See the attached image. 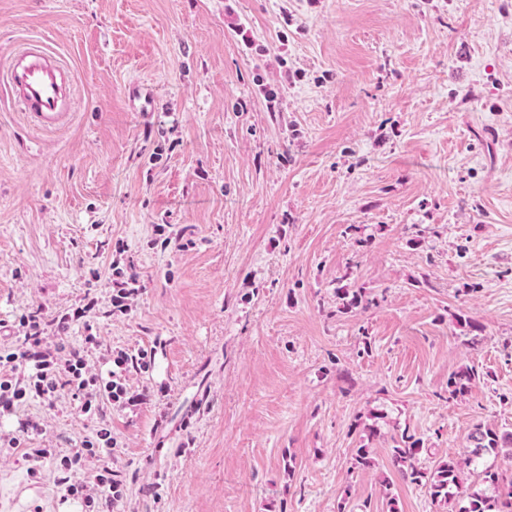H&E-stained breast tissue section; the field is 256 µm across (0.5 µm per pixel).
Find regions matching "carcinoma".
<instances>
[{
    "mask_svg": "<svg viewBox=\"0 0 512 512\" xmlns=\"http://www.w3.org/2000/svg\"><path fill=\"white\" fill-rule=\"evenodd\" d=\"M336 298L340 301L341 309L348 310L361 303V293L351 292L346 288L336 289ZM475 378V371L461 367L448 378L452 394L468 393ZM472 448L461 458L450 457L438 463L432 471L419 466L422 452L421 441L408 435L392 448V463L395 468L411 482L427 486L433 500L451 503L459 499L462 505L458 512H499L498 500L488 497L479 490L463 485L462 472L466 468L481 469L483 481L498 488L503 482L499 472L490 466H483L484 457L490 453L505 454L512 458V432H497L491 428L478 425L468 435Z\"/></svg>",
    "mask_w": 512,
    "mask_h": 512,
    "instance_id": "1",
    "label": "carcinoma"
}]
</instances>
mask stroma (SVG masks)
<instances>
[{"mask_svg": "<svg viewBox=\"0 0 512 512\" xmlns=\"http://www.w3.org/2000/svg\"><path fill=\"white\" fill-rule=\"evenodd\" d=\"M31 39L73 99L44 131L0 83V346L90 295L71 343L151 355L107 413L114 512H386L385 479L450 512L391 450L512 431V0H0V70ZM27 420L95 429L67 394L0 433ZM55 477L0 459V512H81Z\"/></svg>", "mask_w": 512, "mask_h": 512, "instance_id": "obj_1", "label": "stroma"}]
</instances>
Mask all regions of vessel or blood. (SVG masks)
Here are the masks:
<instances>
[{"instance_id":"vessel-or-blood-1","label":"vessel or blood","mask_w":512,"mask_h":512,"mask_svg":"<svg viewBox=\"0 0 512 512\" xmlns=\"http://www.w3.org/2000/svg\"><path fill=\"white\" fill-rule=\"evenodd\" d=\"M7 88L41 129L58 128L70 116L68 72L43 42L27 43L15 52L7 69Z\"/></svg>"}]
</instances>
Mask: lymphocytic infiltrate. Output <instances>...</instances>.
<instances>
[{
    "instance_id": "obj_1",
    "label": "lymphocytic infiltrate",
    "mask_w": 512,
    "mask_h": 512,
    "mask_svg": "<svg viewBox=\"0 0 512 512\" xmlns=\"http://www.w3.org/2000/svg\"><path fill=\"white\" fill-rule=\"evenodd\" d=\"M19 325L22 336L0 348V412L4 414L27 398L51 402L67 392L78 400L83 415L102 416L106 403L119 401L125 394L126 372L146 366L144 353L121 350L114 359L115 370L104 374L86 354L87 349L98 347L96 336H85L83 345L75 347L64 335L66 322L25 315ZM26 455L36 462L55 459V481L65 498L81 500L87 512H112L120 483L112 471L109 428L97 429L63 455L53 448H30Z\"/></svg>"
}]
</instances>
